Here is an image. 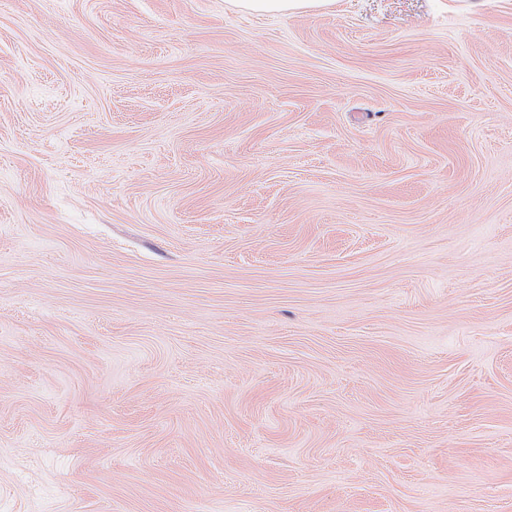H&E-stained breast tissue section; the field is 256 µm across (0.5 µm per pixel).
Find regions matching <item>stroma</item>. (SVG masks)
Here are the masks:
<instances>
[{
  "instance_id": "stroma-1",
  "label": "stroma",
  "mask_w": 512,
  "mask_h": 512,
  "mask_svg": "<svg viewBox=\"0 0 512 512\" xmlns=\"http://www.w3.org/2000/svg\"><path fill=\"white\" fill-rule=\"evenodd\" d=\"M0 512H512V0H0ZM237 9L257 14L318 13L328 10L334 0H231Z\"/></svg>"
}]
</instances>
